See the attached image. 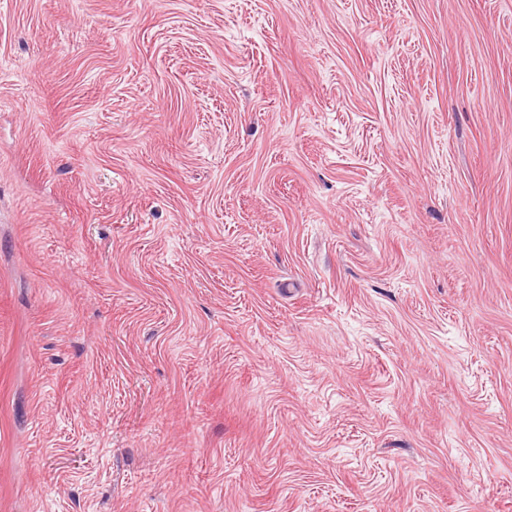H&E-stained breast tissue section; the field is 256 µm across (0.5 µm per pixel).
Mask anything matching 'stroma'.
Wrapping results in <instances>:
<instances>
[{"instance_id": "35a3bbf8", "label": "stroma", "mask_w": 512, "mask_h": 512, "mask_svg": "<svg viewBox=\"0 0 512 512\" xmlns=\"http://www.w3.org/2000/svg\"><path fill=\"white\" fill-rule=\"evenodd\" d=\"M0 512H512V0H0Z\"/></svg>"}]
</instances>
